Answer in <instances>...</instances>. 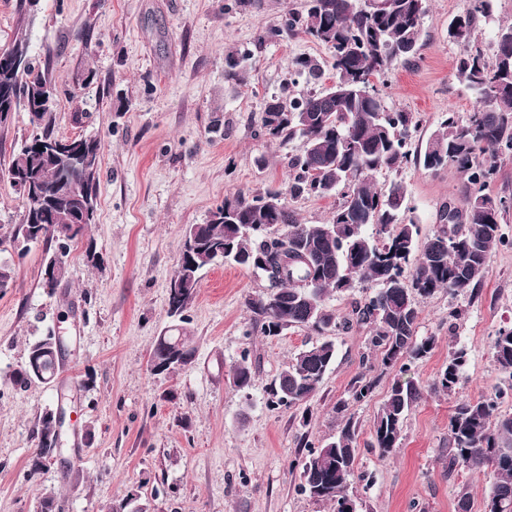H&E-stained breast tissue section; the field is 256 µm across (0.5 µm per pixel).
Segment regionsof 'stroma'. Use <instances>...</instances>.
<instances>
[{
  "label": "stroma",
  "instance_id": "35a3bbf8",
  "mask_svg": "<svg viewBox=\"0 0 512 512\" xmlns=\"http://www.w3.org/2000/svg\"><path fill=\"white\" fill-rule=\"evenodd\" d=\"M305 5L38 0L22 17L15 0H0V48L26 28L34 65L56 82V135L102 142L97 219L88 232L98 258L88 261L84 246L72 248L56 289L42 286L45 243L21 256L7 244L23 207L0 180V261L14 269L0 290V512H37L48 495L56 512H103L133 492L148 512H333L300 489V443L336 436L344 417L358 429L362 478L349 490L357 512H457L463 492L471 512H483L488 477L449 470L448 421L459 402L503 383L490 343L512 324V211L502 224L507 242L490 252L477 296L442 290L419 301L417 336L434 337L435 345L406 370L384 368L377 353L362 363L368 331L356 327L335 337L336 361L307 404L268 408L272 381L312 334L249 332L246 301L263 294L265 283L217 264L204 270L185 312L196 338L192 366L164 379L150 371L151 347L170 324L168 282L185 227L204 223L235 193L257 195L288 179L287 157L298 144L259 135L263 103L281 92L295 58L326 62L330 52L302 33L265 42L260 36ZM465 7V0H430L418 55L398 63L380 88L388 107L417 113V141L428 139L444 113L463 116L476 105L455 77L462 49L448 37L449 22ZM231 49L252 53L238 86L224 81ZM400 177L425 235L464 181L455 168L434 173L415 163ZM454 309L461 315L452 321ZM57 328L75 342L56 384L14 387L10 375L28 342ZM452 344L468 352L465 379L454 394L428 392ZM244 354L254 364L245 393L229 379ZM363 375L378 383L358 403L352 387ZM397 380L426 393L406 414L398 448L384 456L373 446V424ZM61 395L73 399L77 415L69 460L29 479L32 430Z\"/></svg>",
  "mask_w": 512,
  "mask_h": 512
}]
</instances>
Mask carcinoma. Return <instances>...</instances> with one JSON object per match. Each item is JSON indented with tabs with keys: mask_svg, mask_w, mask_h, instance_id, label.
Masks as SVG:
<instances>
[{
	"mask_svg": "<svg viewBox=\"0 0 512 512\" xmlns=\"http://www.w3.org/2000/svg\"><path fill=\"white\" fill-rule=\"evenodd\" d=\"M488 0H468L467 9L448 27V36L463 47L456 76L476 97L479 106L466 118L446 112L424 151L412 150L413 134L419 128L414 112L388 108L379 91L358 82L367 76L383 81L392 67L407 61L420 49L421 19L428 0H388L379 13H370L362 0H317L304 12L290 13L272 35L292 36L300 32L324 45L331 53L333 85L324 86V63L313 57L293 61L295 72L314 89L300 96L283 94L268 99L263 107L260 131L273 141L297 140L298 153L288 157L289 179L285 187L248 197L239 192L224 200L236 219L210 217L186 229L168 289V314L185 320L184 312L195 297L204 269L223 262L239 266L261 277L265 267L280 264L287 253L304 255L312 268L293 266L274 280L267 290L247 300L254 324L266 336L284 330L305 328L321 339L305 344L282 366L270 389L267 405L273 408L307 403L334 362L335 343L353 327L369 330L368 350L382 355L386 366L427 356L435 337L417 340L420 311L415 298H428L441 289L448 294H475L492 248L503 242L502 221L506 210L499 199L484 193L497 173L496 158L512 155V24L498 28L490 43L491 55L471 47L476 22L486 13ZM250 53L232 50L226 54L224 79L244 81ZM9 98L0 107L30 115L31 130L13 151L8 168L0 175L32 183L54 205L41 206L33 196L21 197L23 217L11 242L40 239L66 243V252L82 241L96 223L99 191L98 167L101 142L92 143L91 160L76 171L62 166L56 155H46L32 146L38 139H53L56 85L48 72L29 65L14 70L0 65V89ZM46 96L47 107L37 98ZM415 161L432 172L453 165L464 176L460 208L449 211L444 203L438 211V227L426 239L413 219H405L408 189L399 178L404 166ZM392 174L378 189L375 175ZM336 198L324 224L299 222L290 202L298 198ZM46 280L54 289L67 274L66 262L52 253ZM371 288L373 293L354 302L351 313L339 317L325 305L331 292ZM53 333L29 343L26 360L11 381L23 389L33 381L54 383L59 355L50 349ZM498 371L510 383L492 393L458 404L448 422V468H484L493 474L484 506L502 501L512 512V466L502 460L512 456V413L499 409L512 398V325L500 327L491 342ZM195 339L186 328L165 339H156L150 360L164 364H191ZM467 350L448 347V363L433 389L451 394L463 382ZM253 364L248 354L233 365L231 378L240 391L252 386ZM376 380L365 375L352 388V397L363 402L372 396ZM424 396L412 381L395 382L379 407L373 428L374 447L381 455L399 447L406 413ZM51 433L49 413L39 417L32 430L37 452L48 454ZM355 424L346 420L338 435L302 460V490L317 501L329 502L334 512H346L349 487L357 470Z\"/></svg>",
	"mask_w": 512,
	"mask_h": 512,
	"instance_id": "carcinoma-1",
	"label": "carcinoma"
}]
</instances>
